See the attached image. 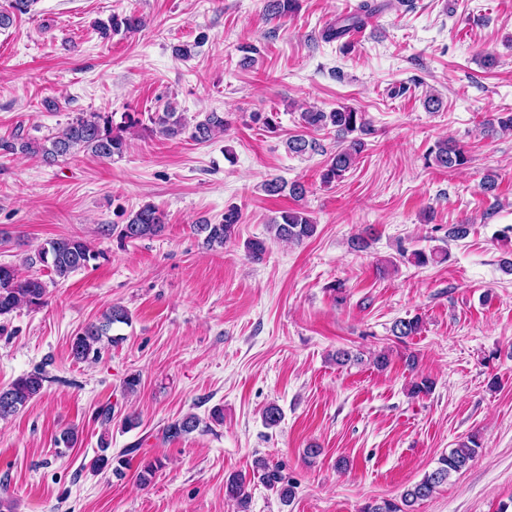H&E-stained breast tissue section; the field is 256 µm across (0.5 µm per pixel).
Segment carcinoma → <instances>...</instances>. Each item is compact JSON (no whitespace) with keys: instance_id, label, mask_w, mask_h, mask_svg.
<instances>
[{"instance_id":"carcinoma-1","label":"carcinoma","mask_w":512,"mask_h":512,"mask_svg":"<svg viewBox=\"0 0 512 512\" xmlns=\"http://www.w3.org/2000/svg\"><path fill=\"white\" fill-rule=\"evenodd\" d=\"M35 0H7L0 7V28H6L19 15H25L32 10ZM300 8V0H265L264 11L267 17L284 18L296 13ZM383 9L377 0H360L354 11L336 17V21L327 24L321 31V39L325 42L340 43V50L350 49L348 37L354 31L366 27L370 20ZM143 27V19L134 13L112 14L108 22L102 25V35L131 34ZM304 128L324 130L333 128L339 139L336 151L330 154L322 172V182L331 184L344 178L357 155L364 148L362 135L370 127L366 113L354 108L336 109L332 112L309 109L300 114ZM154 128L169 139H180L188 136L195 142H206L216 131L224 130L227 121L219 112L208 113L204 120L188 125L182 113L170 105L163 111L149 116ZM140 120L127 113L121 122H114L112 115L105 112H93L90 116H77L56 132L40 140L25 139L13 135L0 139V157L18 153H32L41 156L48 164L83 150L102 159L110 160L121 156L126 149V131L139 124ZM288 150L295 154H303L309 150H317V143L308 140L302 134L288 138ZM427 160L440 168L456 170L465 167L468 158L463 147L451 140H441L431 148ZM290 193L301 197L305 189L300 184L287 186L281 179L273 178L263 184V191L269 196L281 194L285 188ZM241 219L240 211L232 207L224 212V218L216 224L205 222L194 225V230L203 237L207 247H222L235 235V230ZM165 224V215L151 203L140 206L131 212L122 224H114L111 231L122 240H138L159 235ZM317 231V225L308 217L306 210L288 209L271 219L269 232L273 238L285 242L302 243L312 238ZM249 259L260 262L267 252V241L252 239L245 244ZM100 253L96 252L84 240L78 237L64 236L51 239L41 245L35 253L34 260L50 269L58 280L67 279L70 274L86 268L97 260ZM47 286L35 277H23L12 266L0 265V316L11 313L16 308L26 305L40 307L46 304ZM128 311L121 306H113L102 318L83 326L71 339L70 350L73 359L87 361L97 357V344L106 335L110 326L115 322H126ZM420 330V319L401 318L394 322L392 334L399 340L415 336ZM44 376L35 371L16 379L8 388L0 391V420H6L15 415L31 400L37 397L42 389ZM202 420L195 414H186L167 423L162 428V436L167 441L184 438L200 429ZM480 448L478 437L473 435L468 442L452 449L448 454L438 459V466L419 482L405 489L399 500L384 499L376 504H368L362 512H414V505L428 498L435 489L448 480L452 473L464 469ZM126 460L117 457L98 455L91 460L90 468L95 472L110 470L115 475L122 474ZM253 475L259 482L270 490L275 491L280 499L287 502L294 496V485L282 484V476L278 468H272L268 463L259 459L255 462ZM251 480L242 474H234L225 481V496L235 502L238 512H249V493L247 485Z\"/></svg>"}]
</instances>
